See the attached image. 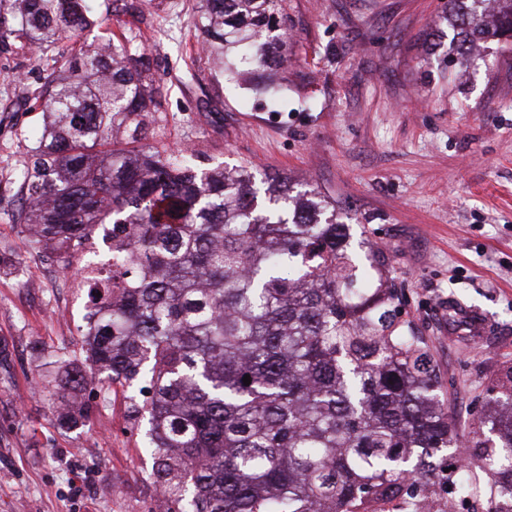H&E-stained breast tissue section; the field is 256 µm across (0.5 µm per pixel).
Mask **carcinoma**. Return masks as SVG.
<instances>
[{
  "mask_svg": "<svg viewBox=\"0 0 512 512\" xmlns=\"http://www.w3.org/2000/svg\"><path fill=\"white\" fill-rule=\"evenodd\" d=\"M485 3L448 0L461 64L482 40H512V0H493L490 21ZM90 17L89 0H0V54L48 48ZM288 21L286 0H200L229 80L241 65L277 71ZM139 40L129 29L59 51L33 96L45 124L13 222L65 259L99 229L121 255L73 273L84 346L41 382L70 401L59 420H89V389H132L158 512H419L436 488L512 512L499 508L512 502V371L487 389L485 438L460 435L428 345L398 320L390 269L352 247L336 200L142 142L165 81L131 54ZM460 448L486 483L461 478Z\"/></svg>",
  "mask_w": 512,
  "mask_h": 512,
  "instance_id": "cac0c4a2",
  "label": "carcinoma"
}]
</instances>
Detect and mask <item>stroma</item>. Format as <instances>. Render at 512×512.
I'll return each instance as SVG.
<instances>
[{
  "mask_svg": "<svg viewBox=\"0 0 512 512\" xmlns=\"http://www.w3.org/2000/svg\"><path fill=\"white\" fill-rule=\"evenodd\" d=\"M91 0L93 29L141 31L167 94L148 143L198 165L249 164L336 201L338 221L390 264L400 318L424 338L460 433L512 370V48L482 42L468 65L427 54L447 0H287L292 19L274 108L210 64L199 0ZM53 53L0 55V512H153L144 439L117 388L86 425L60 426L36 383L53 352L80 349L87 298L65 260L11 220L43 129L30 96ZM479 311L486 335L448 336V304Z\"/></svg>",
  "mask_w": 512,
  "mask_h": 512,
  "instance_id": "1",
  "label": "stroma"
}]
</instances>
